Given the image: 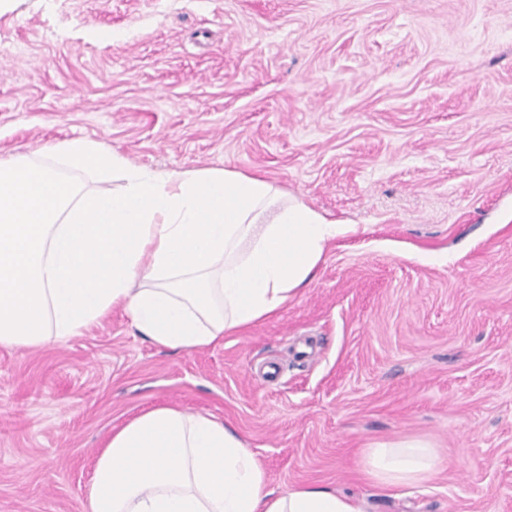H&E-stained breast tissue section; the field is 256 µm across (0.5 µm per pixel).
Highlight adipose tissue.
<instances>
[{
	"label": "adipose tissue",
	"mask_w": 512,
	"mask_h": 512,
	"mask_svg": "<svg viewBox=\"0 0 512 512\" xmlns=\"http://www.w3.org/2000/svg\"><path fill=\"white\" fill-rule=\"evenodd\" d=\"M119 180L87 188L89 178ZM343 225L258 174H161L72 139L0 160V346L64 342L123 310L152 344L209 347L300 297ZM419 437L362 451L376 486H416L439 467ZM89 512H360L346 496L269 489L224 422L160 405L112 432Z\"/></svg>",
	"instance_id": "obj_1"
}]
</instances>
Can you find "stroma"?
Segmentation results:
<instances>
[{"label":"stroma","mask_w":512,"mask_h":512,"mask_svg":"<svg viewBox=\"0 0 512 512\" xmlns=\"http://www.w3.org/2000/svg\"><path fill=\"white\" fill-rule=\"evenodd\" d=\"M79 137L261 174L346 231L210 347L120 310L0 347V512H84L104 441L156 405L232 426L275 490L512 512V0H0V159ZM407 435L441 471L374 486L362 449Z\"/></svg>","instance_id":"stroma-1"}]
</instances>
